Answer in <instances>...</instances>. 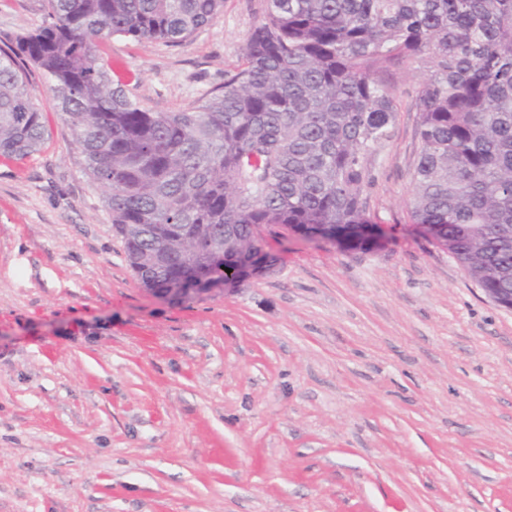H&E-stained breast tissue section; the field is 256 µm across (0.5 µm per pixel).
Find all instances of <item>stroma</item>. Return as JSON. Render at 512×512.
I'll use <instances>...</instances> for the list:
<instances>
[{"label":"stroma","instance_id":"35a3bbf8","mask_svg":"<svg viewBox=\"0 0 512 512\" xmlns=\"http://www.w3.org/2000/svg\"><path fill=\"white\" fill-rule=\"evenodd\" d=\"M265 0H224L187 42L113 38L155 112L242 59ZM44 0H0V47ZM425 62L370 156L372 251L265 236L274 268L171 303L131 271L38 69L46 141L0 162V512H512V311L407 205Z\"/></svg>","mask_w":512,"mask_h":512}]
</instances>
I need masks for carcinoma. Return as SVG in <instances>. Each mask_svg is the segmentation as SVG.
Listing matches in <instances>:
<instances>
[{
    "label": "carcinoma",
    "mask_w": 512,
    "mask_h": 512,
    "mask_svg": "<svg viewBox=\"0 0 512 512\" xmlns=\"http://www.w3.org/2000/svg\"><path fill=\"white\" fill-rule=\"evenodd\" d=\"M46 2L42 24L0 50V159L45 143L32 65L150 293L185 302L246 267L270 271L257 227L377 248L367 160L398 112L383 75L420 59L430 74L414 102L412 220L433 225L479 287L512 294V0H266L241 68L176 112L130 96L131 77L112 79L100 46L184 43L224 0Z\"/></svg>",
    "instance_id": "cac0c4a2"
}]
</instances>
